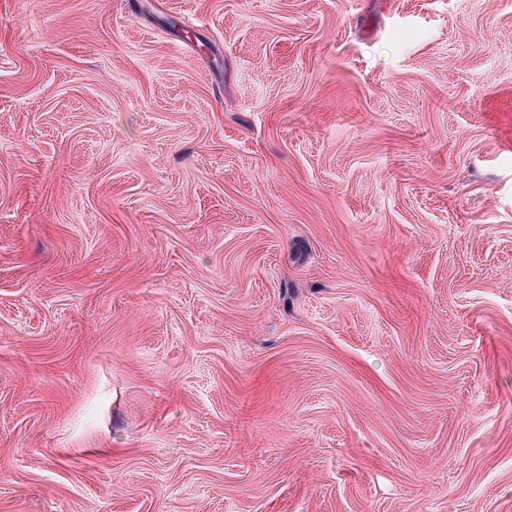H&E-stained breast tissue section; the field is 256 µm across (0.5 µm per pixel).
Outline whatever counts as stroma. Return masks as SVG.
Segmentation results:
<instances>
[{"label":"stroma","instance_id":"stroma-1","mask_svg":"<svg viewBox=\"0 0 512 512\" xmlns=\"http://www.w3.org/2000/svg\"><path fill=\"white\" fill-rule=\"evenodd\" d=\"M0 512H512V0H0Z\"/></svg>","mask_w":512,"mask_h":512}]
</instances>
